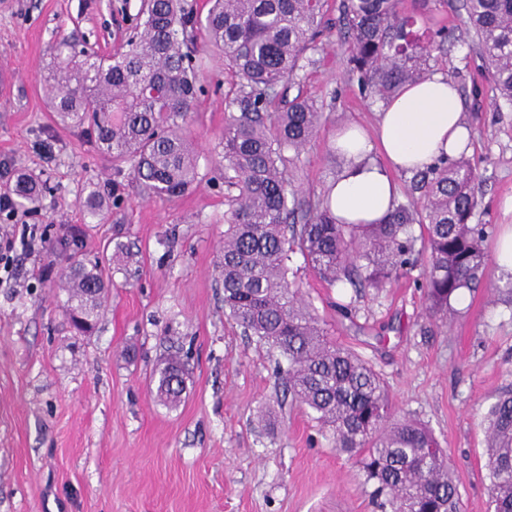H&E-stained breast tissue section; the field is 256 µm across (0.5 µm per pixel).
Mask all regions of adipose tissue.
<instances>
[{
	"mask_svg": "<svg viewBox=\"0 0 512 512\" xmlns=\"http://www.w3.org/2000/svg\"><path fill=\"white\" fill-rule=\"evenodd\" d=\"M469 142L451 80L434 75L404 86L384 103L376 135L355 124L337 130L332 147L344 164L327 185L329 207L341 224L383 222L398 195L394 172L456 156Z\"/></svg>",
	"mask_w": 512,
	"mask_h": 512,
	"instance_id": "adipose-tissue-1",
	"label": "adipose tissue"
}]
</instances>
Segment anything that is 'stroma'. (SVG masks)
<instances>
[{
	"label": "stroma",
	"instance_id": "1",
	"mask_svg": "<svg viewBox=\"0 0 512 512\" xmlns=\"http://www.w3.org/2000/svg\"><path fill=\"white\" fill-rule=\"evenodd\" d=\"M140 0H0V163L47 180L27 206L45 243L17 253L0 283V512H379L357 467L339 453L287 391L282 358L224 312L222 257L229 192L216 147L234 96L216 52L203 56L204 88L191 135L198 186L173 199L145 197L131 175L47 106L49 51L83 42L122 49ZM417 30L446 29L430 74L457 86L471 130L467 158L479 175L476 220L487 250L512 230V108L498 105L458 0H402ZM340 30L315 53L304 85L324 108L296 162L304 192L323 197L343 164L331 148L338 127L373 129L383 102L348 77ZM121 195L104 221L81 206L90 190ZM83 231L78 256L108 252L110 288L91 335H75L53 282L67 260L56 238ZM425 262L386 288L330 286L293 254L300 283L329 337L385 381L398 416L427 425L448 455L463 512H488L484 417L512 385V271L488 259L477 288L448 321L425 316ZM186 365L174 406L152 373L168 354Z\"/></svg>",
	"mask_w": 512,
	"mask_h": 512
}]
</instances>
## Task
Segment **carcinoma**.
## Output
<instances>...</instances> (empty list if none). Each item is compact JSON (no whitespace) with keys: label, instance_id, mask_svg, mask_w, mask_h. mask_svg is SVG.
I'll return each mask as SVG.
<instances>
[{"label":"carcinoma","instance_id":"obj_1","mask_svg":"<svg viewBox=\"0 0 512 512\" xmlns=\"http://www.w3.org/2000/svg\"><path fill=\"white\" fill-rule=\"evenodd\" d=\"M322 2L208 0L201 16L190 0H145L126 50L100 55L71 42L53 49L48 106L112 159L115 176L127 165L148 196H182L199 179L189 128L200 92L196 32H202L203 47L222 55L238 88L219 142L224 184L236 191L225 217V313L285 359L294 401L358 466L381 512H460L446 451L432 430L395 417L379 375L327 339L300 287L288 279V263L298 251L332 286L358 276L363 287L380 289L425 254L427 312L446 321L486 264L488 225L472 223L480 206L477 170L466 158L438 160L413 180L421 202L394 205L381 224H339L325 199L300 197L287 153L299 155L323 118L299 76L315 64L312 54L327 29ZM399 4L340 0L350 73L368 97L385 100L426 78L431 48L446 40L440 30H413L414 19L401 14ZM462 8L499 102L512 107V0H464ZM43 188L23 174L5 182L13 207ZM83 208L92 221L105 216V201L95 192ZM59 280L73 326L91 331L106 287L100 263L74 260ZM155 378L163 402H180L179 361L160 363ZM486 421L490 507L512 512V388L499 395Z\"/></svg>","mask_w":512,"mask_h":512}]
</instances>
